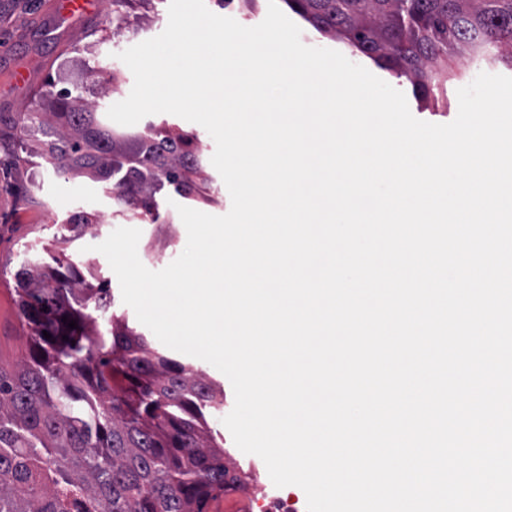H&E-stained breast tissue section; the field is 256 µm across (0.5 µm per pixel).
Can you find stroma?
I'll return each mask as SVG.
<instances>
[{
    "label": "stroma",
    "mask_w": 512,
    "mask_h": 512,
    "mask_svg": "<svg viewBox=\"0 0 512 512\" xmlns=\"http://www.w3.org/2000/svg\"><path fill=\"white\" fill-rule=\"evenodd\" d=\"M58 0H0V156H17L16 166L0 167V367L10 370L26 352V330L14 300V273L19 263L41 245L67 237L66 220L71 210L94 214L96 223L69 252L76 263L94 265L108 280L113 295L121 289L106 257L96 252L119 227L149 229L151 236H164L175 227L171 242L163 247L162 260H145L150 270L167 267L184 250L187 231L172 206L171 190L159 197L156 224L134 220L119 213L110 194L87 178H65L28 160L33 140L20 135L30 113L38 111L40 99L68 89L93 100L100 87L93 72L112 71L120 76V97H127L134 77L120 60V52L132 41L159 35L168 22L169 0H97L92 15L67 21L56 17ZM113 31L112 40L91 46L89 37L101 28ZM301 40L312 47L341 52L351 62L402 91L411 113L419 120L447 124L458 114L457 91L482 72L505 74V67L481 63L468 53L456 54L451 66L456 74L448 86L447 101H421L404 77L377 66L347 43L318 33L308 22H300ZM224 460L228 466L250 472L252 492L221 494L209 501L207 512H260L256 504L263 490L274 487L261 458L243 453L232 436L224 438Z\"/></svg>",
    "instance_id": "obj_1"
}]
</instances>
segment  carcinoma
<instances>
[{
    "mask_svg": "<svg viewBox=\"0 0 512 512\" xmlns=\"http://www.w3.org/2000/svg\"><path fill=\"white\" fill-rule=\"evenodd\" d=\"M286 2L423 95L448 99L458 52L495 47L512 68V0ZM30 120L39 165L103 184L133 218L153 216L166 187L199 202L213 187L200 140L166 124L119 134L100 102L69 92ZM93 223L83 210L68 217L74 231ZM14 278L27 352L0 367V512H206L227 489L224 437L210 427L224 386L153 346L66 249L41 246Z\"/></svg>",
    "mask_w": 512,
    "mask_h": 512,
    "instance_id": "carcinoma-1",
    "label": "carcinoma"
}]
</instances>
